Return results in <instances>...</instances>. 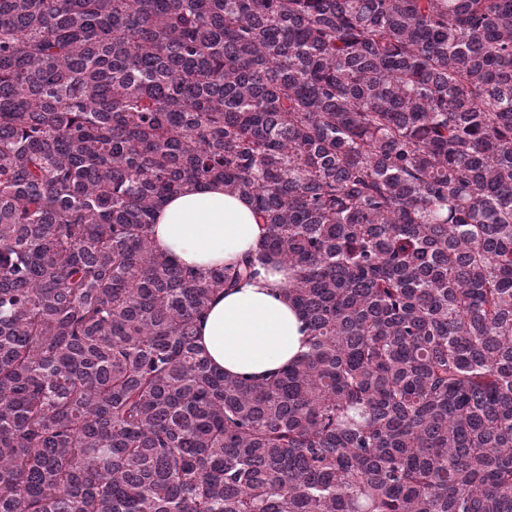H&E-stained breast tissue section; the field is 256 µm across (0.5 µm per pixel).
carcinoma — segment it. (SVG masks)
I'll list each match as a JSON object with an SVG mask.
<instances>
[{"label": "carcinoma", "mask_w": 512, "mask_h": 512, "mask_svg": "<svg viewBox=\"0 0 512 512\" xmlns=\"http://www.w3.org/2000/svg\"><path fill=\"white\" fill-rule=\"evenodd\" d=\"M196 183L256 259L156 249ZM272 260L308 351L218 372ZM0 512H512V0H0ZM152 231L157 249L195 271L239 264L262 238L250 200L220 184L190 185L165 200Z\"/></svg>", "instance_id": "obj_1"}]
</instances>
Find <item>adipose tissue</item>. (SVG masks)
<instances>
[{"label": "adipose tissue", "mask_w": 512, "mask_h": 512, "mask_svg": "<svg viewBox=\"0 0 512 512\" xmlns=\"http://www.w3.org/2000/svg\"><path fill=\"white\" fill-rule=\"evenodd\" d=\"M261 238L250 200L219 184L187 186L158 207L153 226L157 249L197 271L241 263L256 254ZM288 276L287 269L268 267L214 299L198 327V344L214 367L256 380L306 351L304 323L286 292Z\"/></svg>", "instance_id": "ef3b65f1"}]
</instances>
